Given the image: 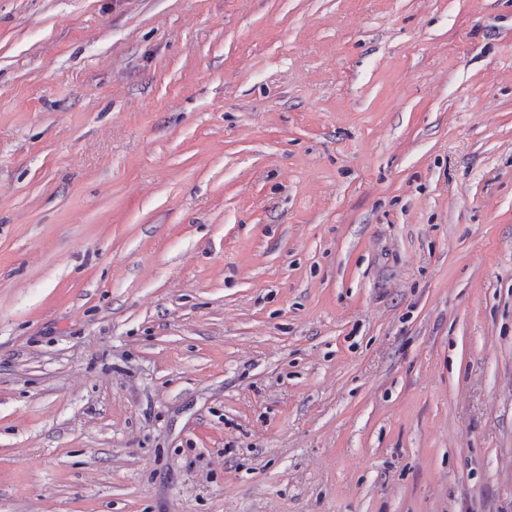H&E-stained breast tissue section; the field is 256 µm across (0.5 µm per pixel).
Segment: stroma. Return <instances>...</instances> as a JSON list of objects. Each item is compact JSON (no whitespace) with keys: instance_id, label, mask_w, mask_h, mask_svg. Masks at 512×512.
I'll list each match as a JSON object with an SVG mask.
<instances>
[{"instance_id":"1","label":"stroma","mask_w":512,"mask_h":512,"mask_svg":"<svg viewBox=\"0 0 512 512\" xmlns=\"http://www.w3.org/2000/svg\"><path fill=\"white\" fill-rule=\"evenodd\" d=\"M0 512H512V0H0Z\"/></svg>"}]
</instances>
